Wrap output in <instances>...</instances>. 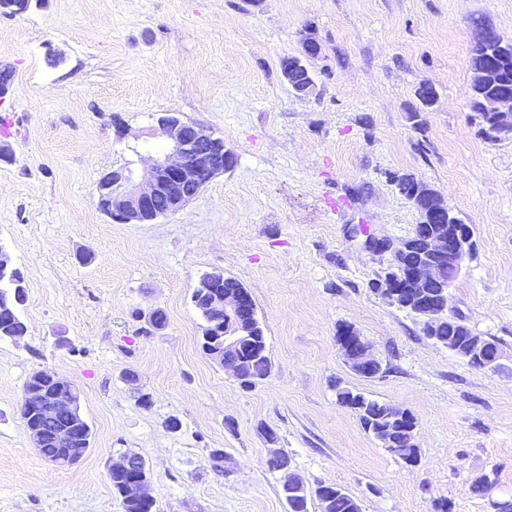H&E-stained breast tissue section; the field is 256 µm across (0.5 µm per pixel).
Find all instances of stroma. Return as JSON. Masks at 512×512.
<instances>
[{
	"label": "stroma",
	"instance_id": "stroma-1",
	"mask_svg": "<svg viewBox=\"0 0 512 512\" xmlns=\"http://www.w3.org/2000/svg\"><path fill=\"white\" fill-rule=\"evenodd\" d=\"M479 22L512 40V0H36L0 15V249L26 289L25 334L0 339V512H122L109 467L131 453L156 512H287L274 448L362 512L512 499V132L470 105ZM309 38L315 90L298 95L279 62ZM423 82L438 92L428 108ZM166 112L223 138L234 162L175 213L114 222L97 182L164 150L152 128ZM393 173L472 225L449 312L509 353L497 369L470 366L372 289L421 221ZM212 271L250 292L265 328L271 371L248 389L198 344L191 292ZM151 309L166 322L148 335L133 313ZM346 325L377 377L350 368ZM42 368L79 388L94 433L66 470L19 414ZM340 386L410 410L417 462L366 432ZM216 450L229 473L213 470Z\"/></svg>",
	"mask_w": 512,
	"mask_h": 512
}]
</instances>
